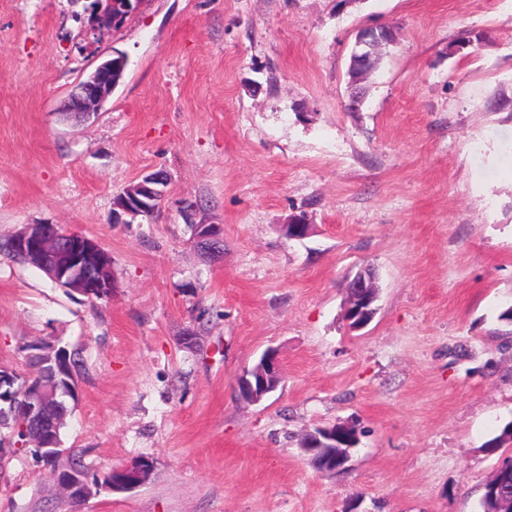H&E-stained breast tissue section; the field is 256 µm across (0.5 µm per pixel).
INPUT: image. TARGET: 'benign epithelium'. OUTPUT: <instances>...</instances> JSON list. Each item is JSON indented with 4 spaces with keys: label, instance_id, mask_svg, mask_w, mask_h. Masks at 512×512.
I'll return each instance as SVG.
<instances>
[{
    "label": "benign epithelium",
    "instance_id": "obj_1",
    "mask_svg": "<svg viewBox=\"0 0 512 512\" xmlns=\"http://www.w3.org/2000/svg\"><path fill=\"white\" fill-rule=\"evenodd\" d=\"M143 0H107L108 9L98 12L91 22V32L111 27L123 17L137 12ZM394 41L393 31L387 26L362 30L356 40L351 67L365 69L371 64V51L377 45ZM112 62L98 64L80 78L64 101V111L85 121L97 114L112 95ZM167 178L152 172L128 185L116 199V205L136 217L156 210L153 203L165 196ZM196 244L209 253H217L224 246L223 231L215 224H199L195 232ZM13 248L31 265L43 270L60 287L84 296L105 295L112 292L110 255L89 237L56 224L33 225L13 237ZM374 275L370 268L359 270L348 281L345 317L353 329H360L373 317V304L378 294L374 291ZM68 359L62 349L56 350L50 366L35 367L21 389L24 411L33 424L27 437L36 442V451L42 457L59 454L58 431L65 414L61 409L76 401L77 390L64 377ZM281 361L274 350L265 356L256 368L239 378L241 397L252 403L275 388L281 379ZM15 397V374L0 369V403ZM152 470V461L139 458L128 465L112 469V477L103 486L113 492H126L144 484ZM56 486L71 500L83 499L91 492L87 474L81 467L65 465L51 475Z\"/></svg>",
    "mask_w": 512,
    "mask_h": 512
}]
</instances>
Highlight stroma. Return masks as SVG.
<instances>
[{
	"label": "stroma",
	"instance_id": "35a3bbf8",
	"mask_svg": "<svg viewBox=\"0 0 512 512\" xmlns=\"http://www.w3.org/2000/svg\"><path fill=\"white\" fill-rule=\"evenodd\" d=\"M82 10L0 0V367L77 351L62 447L99 475L153 471L76 503L0 429V512H478L512 456L485 448L512 422V0H145L99 44ZM379 26L395 39L352 80ZM118 53L99 116L64 119ZM156 170L160 210L118 213ZM194 223L223 225L221 257ZM33 224L107 251L111 295L2 251ZM366 266L377 313L353 331ZM270 348L281 383L248 403L238 379ZM335 422L363 436L324 476L299 440ZM393 31L390 27H376L362 30L356 40L355 50L352 54L351 67L365 69L371 64V51L384 42H393ZM373 279L372 270L365 267L348 281L345 317L352 329H360L367 325L375 313L373 304L378 294L374 291ZM152 461L148 458H139L128 465L112 469L105 483L101 481L100 486H104L112 492H126L133 490L144 484L149 478L152 470Z\"/></svg>",
	"mask_w": 512,
	"mask_h": 512
}]
</instances>
